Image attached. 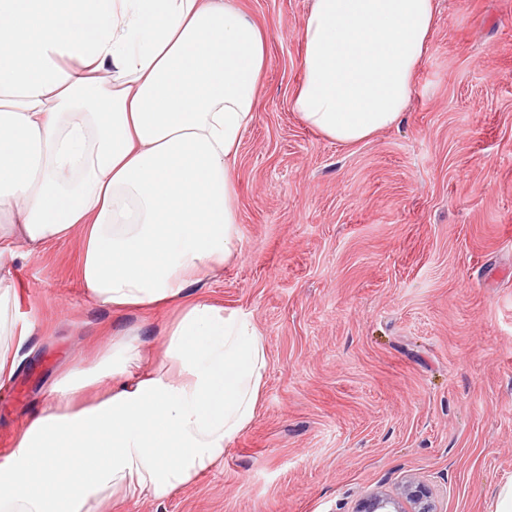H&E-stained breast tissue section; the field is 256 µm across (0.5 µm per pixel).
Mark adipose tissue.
I'll list each match as a JSON object with an SVG mask.
<instances>
[{
  "label": "adipose tissue",
  "instance_id": "adipose-tissue-1",
  "mask_svg": "<svg viewBox=\"0 0 512 512\" xmlns=\"http://www.w3.org/2000/svg\"><path fill=\"white\" fill-rule=\"evenodd\" d=\"M437 0H312L301 122L344 147L410 103ZM265 32L223 0H0V384L31 328L4 287L17 243L80 240L92 303L170 305L92 337L0 456V512H114L223 463L255 420L267 358L251 314L188 296L240 251L233 161L256 112Z\"/></svg>",
  "mask_w": 512,
  "mask_h": 512
}]
</instances>
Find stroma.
Instances as JSON below:
<instances>
[{"label":"stroma","mask_w":512,"mask_h":512,"mask_svg":"<svg viewBox=\"0 0 512 512\" xmlns=\"http://www.w3.org/2000/svg\"><path fill=\"white\" fill-rule=\"evenodd\" d=\"M267 34L234 165L241 251L191 293L251 313L258 415L198 483L121 512H353L423 481L439 512H495L512 481V0H440L403 121L345 148L291 108L310 0H229ZM78 245L19 261L32 336L0 385V449L92 328L162 341L168 308L115 314Z\"/></svg>","instance_id":"obj_1"}]
</instances>
